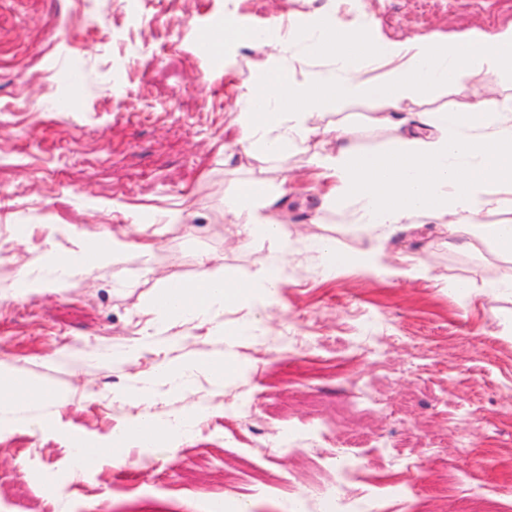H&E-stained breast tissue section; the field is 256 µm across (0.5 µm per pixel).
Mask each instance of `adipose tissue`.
<instances>
[{
    "mask_svg": "<svg viewBox=\"0 0 512 512\" xmlns=\"http://www.w3.org/2000/svg\"><path fill=\"white\" fill-rule=\"evenodd\" d=\"M308 51L332 59L335 73H311L286 80L274 69L248 83L259 111L240 113L235 125L240 141L276 154L298 140L319 133L307 114L331 102L364 98L381 111L398 113L405 101L440 86H454L463 101L457 107L427 113L419 136L403 133L395 122L396 143L383 153H361L339 142L313 163L334 183L332 203L355 206L366 228L395 229L424 217L446 224L449 236L461 230L463 216L498 206L492 187L512 185V103L469 89L484 70H512V25L492 35L464 40L420 39L409 43L376 42L360 29L331 17L308 40ZM265 189L247 186L230 200V212L246 239H268L281 249L291 244L283 221L264 214ZM120 238L81 246L78 256H55V275L30 278L33 288H59L78 267L105 261L125 251ZM277 268L257 281L225 276L223 268L203 265L192 283L158 277V295L149 310L160 323L174 318L206 319L217 304L248 299L268 301L278 284Z\"/></svg>",
    "mask_w": 512,
    "mask_h": 512,
    "instance_id": "1",
    "label": "adipose tissue"
}]
</instances>
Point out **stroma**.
I'll use <instances>...</instances> for the list:
<instances>
[{
  "mask_svg": "<svg viewBox=\"0 0 512 512\" xmlns=\"http://www.w3.org/2000/svg\"><path fill=\"white\" fill-rule=\"evenodd\" d=\"M373 40H464L512 24V0H0V377L58 398L0 423V512H336L325 458L351 450L363 486H409L413 512H512V262L442 224L364 231L316 176L315 137L280 156L231 138L246 84L269 65L299 79L330 72L302 38L329 16ZM266 31L268 62L226 27ZM212 36L216 58L195 42ZM359 151L393 144L374 103L309 116ZM278 186L292 245L238 243L227 202ZM182 210L185 220L165 223ZM150 233L156 248L91 264L32 291L22 266L46 251ZM355 256L382 246L397 276L329 270L313 243ZM227 276L281 277L271 306L218 305L203 322L158 326L156 280L193 282L201 256ZM416 272H409V264ZM138 353L118 361L129 347ZM220 355L226 373L182 397L159 363ZM206 411L155 450L126 445L75 466L76 446L108 448L133 418L159 424ZM43 425H36V418Z\"/></svg>",
  "mask_w": 512,
  "mask_h": 512,
  "instance_id": "stroma-1",
  "label": "stroma"
}]
</instances>
